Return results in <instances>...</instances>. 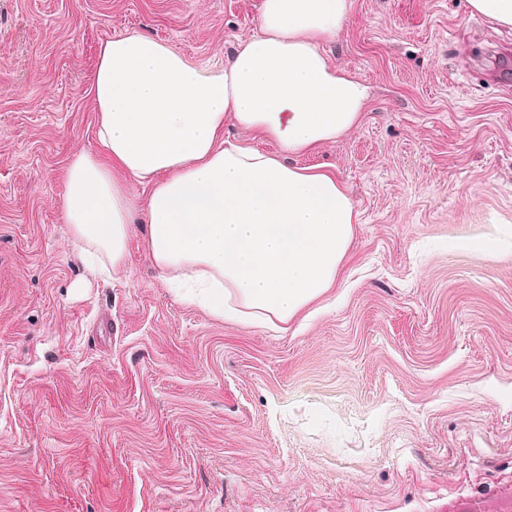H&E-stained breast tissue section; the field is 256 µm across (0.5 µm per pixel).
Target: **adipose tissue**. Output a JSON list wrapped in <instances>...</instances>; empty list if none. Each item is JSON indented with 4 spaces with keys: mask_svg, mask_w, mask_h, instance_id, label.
<instances>
[{
    "mask_svg": "<svg viewBox=\"0 0 512 512\" xmlns=\"http://www.w3.org/2000/svg\"><path fill=\"white\" fill-rule=\"evenodd\" d=\"M353 0H260L259 32L223 65L204 67L167 42L126 32L101 43L91 86V151L68 166L63 220L111 268L125 256L147 190L145 240L161 275L213 316L291 321L332 288L357 222L333 171L291 166L354 129L371 88L334 65ZM250 134L225 143L224 123ZM274 140L279 152L254 147Z\"/></svg>",
    "mask_w": 512,
    "mask_h": 512,
    "instance_id": "obj_1",
    "label": "adipose tissue"
}]
</instances>
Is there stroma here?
I'll list each match as a JSON object with an SVG mask.
<instances>
[{"mask_svg": "<svg viewBox=\"0 0 512 512\" xmlns=\"http://www.w3.org/2000/svg\"><path fill=\"white\" fill-rule=\"evenodd\" d=\"M259 0H0V512H512V29L353 0L359 125L288 156L347 184L336 283L287 330L182 302L142 230L93 275L62 220L98 49L222 62Z\"/></svg>", "mask_w": 512, "mask_h": 512, "instance_id": "obj_1", "label": "stroma"}]
</instances>
